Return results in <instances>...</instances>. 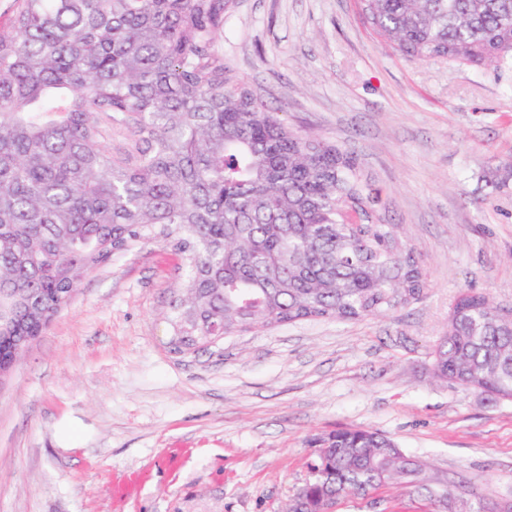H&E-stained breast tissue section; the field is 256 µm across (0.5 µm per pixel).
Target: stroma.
Returning <instances> with one entry per match:
<instances>
[{"label": "stroma", "mask_w": 512, "mask_h": 512, "mask_svg": "<svg viewBox=\"0 0 512 512\" xmlns=\"http://www.w3.org/2000/svg\"><path fill=\"white\" fill-rule=\"evenodd\" d=\"M216 47L288 126L357 157L429 285L383 316L177 353L182 255H114L0 380V512H283L316 439L355 426L425 461L434 488L512 504V402L431 369L461 290L512 311V68L395 56L357 0H236ZM432 508L381 492L335 512Z\"/></svg>", "instance_id": "35a3bbf8"}]
</instances>
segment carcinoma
<instances>
[{"label": "carcinoma", "instance_id": "1", "mask_svg": "<svg viewBox=\"0 0 512 512\" xmlns=\"http://www.w3.org/2000/svg\"><path fill=\"white\" fill-rule=\"evenodd\" d=\"M235 0H16L0 26V296L4 336L62 310L84 276L139 240L186 260L175 350L416 300L427 274L376 215L353 154L288 127L215 50ZM371 34L419 62L512 67V0H359ZM139 160L112 159V115ZM434 375L512 400V315L465 289ZM304 495L417 493L423 462L370 428L317 440Z\"/></svg>", "mask_w": 512, "mask_h": 512}]
</instances>
